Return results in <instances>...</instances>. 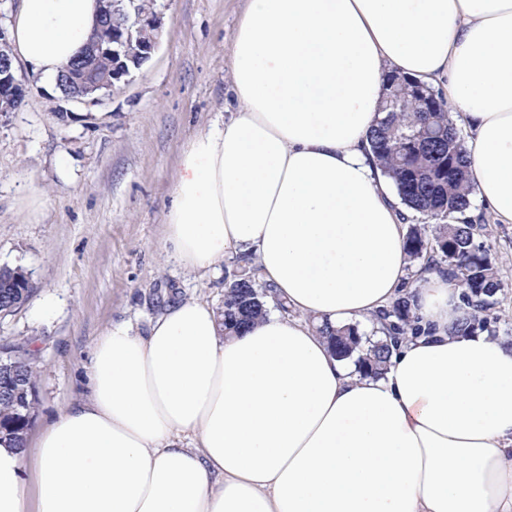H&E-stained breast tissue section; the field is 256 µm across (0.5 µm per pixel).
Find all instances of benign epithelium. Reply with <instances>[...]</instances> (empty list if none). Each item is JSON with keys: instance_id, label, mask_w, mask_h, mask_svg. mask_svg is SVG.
<instances>
[{"instance_id": "obj_1", "label": "benign epithelium", "mask_w": 512, "mask_h": 512, "mask_svg": "<svg viewBox=\"0 0 512 512\" xmlns=\"http://www.w3.org/2000/svg\"><path fill=\"white\" fill-rule=\"evenodd\" d=\"M99 14L82 55L63 66L57 87L67 99L94 104L98 89L113 91L116 84L150 58L162 35L157 0H98ZM386 111L401 112L407 100L422 112H435L440 101L421 81L392 72L385 78ZM24 89L15 76L14 55L5 29L0 27V114L22 104Z\"/></svg>"}]
</instances>
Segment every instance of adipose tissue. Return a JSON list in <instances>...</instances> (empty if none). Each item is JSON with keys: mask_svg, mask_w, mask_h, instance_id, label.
Wrapping results in <instances>:
<instances>
[{"mask_svg": "<svg viewBox=\"0 0 512 512\" xmlns=\"http://www.w3.org/2000/svg\"><path fill=\"white\" fill-rule=\"evenodd\" d=\"M97 0H20L15 53L46 81ZM396 70L443 83L478 195L512 224V0H245L237 107L196 134L165 216L197 270L249 254L291 315L224 338L203 302L99 337L88 392L33 447L0 446V512H512V345L455 332L446 275L408 282L403 212L367 132ZM411 299L384 375L308 325Z\"/></svg>", "mask_w": 512, "mask_h": 512, "instance_id": "adipose-tissue-1", "label": "adipose tissue"}]
</instances>
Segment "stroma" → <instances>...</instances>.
<instances>
[{
  "instance_id": "35a3bbf8",
  "label": "stroma",
  "mask_w": 512,
  "mask_h": 512,
  "mask_svg": "<svg viewBox=\"0 0 512 512\" xmlns=\"http://www.w3.org/2000/svg\"><path fill=\"white\" fill-rule=\"evenodd\" d=\"M244 0H157L160 43L93 106L55 94L17 61L22 105L0 114V265L22 267L32 295L0 314V345L28 341L39 404L27 438L86 391L85 367L110 326L146 332L165 307L224 305V272L163 251L165 214L189 140L224 110L229 47ZM464 217L503 289L491 327L512 341V224L480 200Z\"/></svg>"
}]
</instances>
